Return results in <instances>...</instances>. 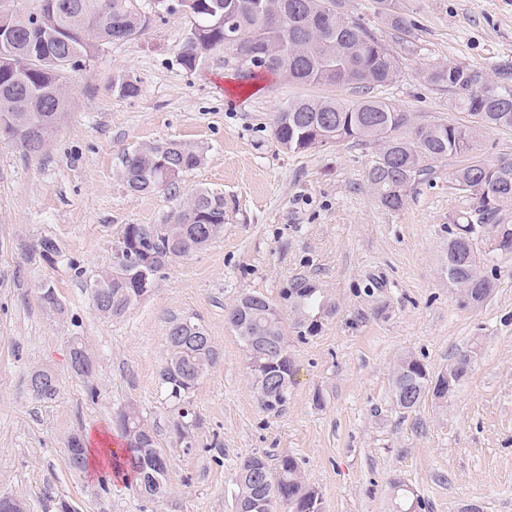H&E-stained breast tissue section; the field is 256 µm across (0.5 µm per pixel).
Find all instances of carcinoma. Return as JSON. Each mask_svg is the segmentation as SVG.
I'll list each match as a JSON object with an SVG mask.
<instances>
[{
  "label": "carcinoma",
  "mask_w": 512,
  "mask_h": 512,
  "mask_svg": "<svg viewBox=\"0 0 512 512\" xmlns=\"http://www.w3.org/2000/svg\"><path fill=\"white\" fill-rule=\"evenodd\" d=\"M16 0H0L13 13L11 36L0 37V127L25 149L41 146V124L65 112L69 75L85 65L99 46L138 38L152 17L166 15V0H151V13L140 11L138 0H45L41 29L33 31L30 10L16 8ZM191 27L177 52V62L194 71L216 52L231 46L238 70L265 69L289 80L314 86L350 87L359 91L388 85L402 75L405 56L413 53L415 23L403 13L400 0H378L389 38L343 11L342 0H184ZM433 89L448 93L455 108L475 119V126L437 119L416 126L409 113L374 96L345 102L331 96L292 99L275 114L272 135L283 148L306 152L351 141L370 153L367 182L380 204L390 210L403 207L407 190L430 181L436 168L459 164L449 174L452 188L483 184L487 193L468 201L466 210L448 229V283L458 291L463 306H479L491 296V281L483 274L486 258L512 254V224L502 211L512 205V158L481 149L476 130L512 128V76L491 79L481 70L464 66H434L421 72ZM112 87L124 97L139 94V81L119 76ZM193 147L165 142L142 145L125 154L123 177L134 192L171 189L180 176L200 164ZM224 229V196L199 190L187 198L167 224H126L120 234L131 255L129 263L107 266L99 274L104 303L93 301L106 319L123 316L153 288L160 272L179 258L207 247ZM282 299L293 315L292 328L300 340L321 329V319L332 311L324 291L305 279L292 282ZM266 297L245 294L230 307L227 320L243 343L248 369L260 408L278 413L288 401L293 364L281 317ZM169 357L159 377L169 399L181 402L195 387L213 355L210 337L197 323L176 319L168 331ZM70 370L78 378L93 377L95 365L77 338L70 349ZM468 370L450 367L431 378L427 367L409 355L394 372V395L423 398L437 381L455 391ZM53 379L40 395L53 400L59 379L49 370H36L30 379ZM134 407L118 416L126 441L125 467L134 474L150 499L166 493L162 450L155 438L140 428ZM87 463L83 439L73 437L67 461ZM235 508L244 512H322V495L305 484L296 458L285 455L272 465L267 455L241 458L237 471ZM392 512H422L418 495L395 483Z\"/></svg>",
  "instance_id": "carcinoma-1"
}]
</instances>
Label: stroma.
<instances>
[{
	"mask_svg": "<svg viewBox=\"0 0 512 512\" xmlns=\"http://www.w3.org/2000/svg\"><path fill=\"white\" fill-rule=\"evenodd\" d=\"M417 24V49L403 74L374 96L410 112L414 124H470L446 94L420 77L436 65L497 75L512 66V0H401ZM191 26L177 14L139 39L100 46L70 75V98L45 148L28 154L0 138V496L27 512H234L237 465L260 452L290 455L318 489L323 512H391L400 481L425 512H512V254L494 260L492 295L464 308L448 285V229L464 199L441 166L434 183L412 187L399 210L384 208L367 181L368 152L345 143L304 153L282 148L275 112L298 96L355 99L346 87L301 86L281 75L242 79L216 53L183 70L176 54ZM140 93L120 96L118 74ZM178 141L201 162L176 189L142 194L123 178V155ZM222 193L224 231L176 260L149 295L120 318L96 310L90 280L108 265L127 224H163L198 190ZM60 247L43 260V238ZM303 278L323 288L335 312L315 337L289 332L294 375L278 414L263 412L245 348L226 313L243 293L280 303ZM60 302L46 308L42 286ZM201 324L213 358L181 403L159 371L172 320ZM95 364L91 383L70 371L73 338ZM471 351L469 374L445 400L426 393L411 411L393 395L403 355L430 373ZM54 372L51 401L31 392L33 370ZM136 407L168 458L167 492L145 498L136 481L105 467L72 471L71 435L120 441L119 413ZM186 420L185 433L175 424Z\"/></svg>",
	"mask_w": 512,
	"mask_h": 512,
	"instance_id": "obj_1",
	"label": "stroma"
}]
</instances>
